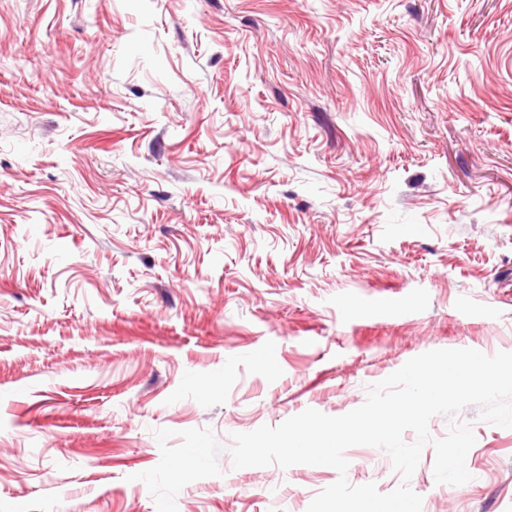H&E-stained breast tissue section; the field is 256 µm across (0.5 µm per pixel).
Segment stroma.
Here are the masks:
<instances>
[{"mask_svg": "<svg viewBox=\"0 0 512 512\" xmlns=\"http://www.w3.org/2000/svg\"><path fill=\"white\" fill-rule=\"evenodd\" d=\"M461 348L512 352V0H0V512H156L161 428L226 448L178 512H307L232 434ZM478 413L422 512H512Z\"/></svg>", "mask_w": 512, "mask_h": 512, "instance_id": "1", "label": "stroma"}]
</instances>
